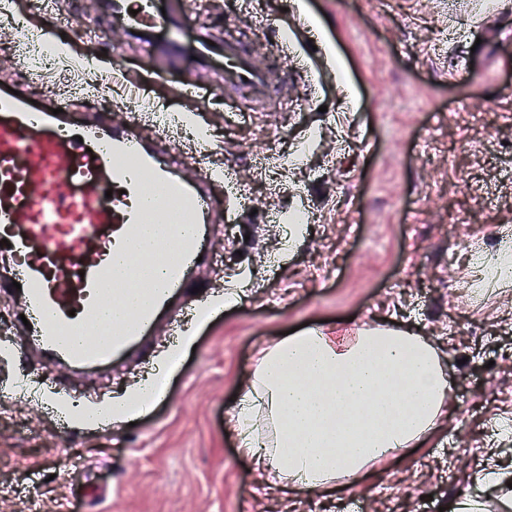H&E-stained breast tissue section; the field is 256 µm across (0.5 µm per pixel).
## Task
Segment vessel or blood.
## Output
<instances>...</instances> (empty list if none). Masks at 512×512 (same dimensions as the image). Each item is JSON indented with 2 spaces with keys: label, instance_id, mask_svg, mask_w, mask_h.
Instances as JSON below:
<instances>
[{
  "label": "vessel or blood",
  "instance_id": "vessel-or-blood-1",
  "mask_svg": "<svg viewBox=\"0 0 512 512\" xmlns=\"http://www.w3.org/2000/svg\"><path fill=\"white\" fill-rule=\"evenodd\" d=\"M162 0H105L113 22L138 37L145 55L192 51L199 65L224 59V82L248 92L252 103L268 96L267 72L234 39L223 53L204 39L184 41L182 15L162 12ZM64 99L54 106L30 103L0 88V239L10 243L17 302L39 348L54 362L77 368L111 364L153 328L158 315L185 290L187 274L207 255V227L225 220L213 198L214 170L198 181L178 175L149 143L122 127L91 120L67 124ZM163 195L143 205L145 181ZM116 190L105 198L107 187ZM157 227L158 244L174 243V257L149 288L151 300L129 321L100 331L104 299L133 297L138 267L114 274V260L130 256L145 225Z\"/></svg>",
  "mask_w": 512,
  "mask_h": 512
}]
</instances>
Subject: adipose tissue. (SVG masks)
<instances>
[{
	"label": "adipose tissue",
	"instance_id": "ef3b65f1",
	"mask_svg": "<svg viewBox=\"0 0 512 512\" xmlns=\"http://www.w3.org/2000/svg\"><path fill=\"white\" fill-rule=\"evenodd\" d=\"M449 384L437 348L377 326L309 327L261 352L234 415L242 451L279 480L326 490L356 486L372 465L426 442L448 412ZM483 497L464 493L448 512H512V472L477 471Z\"/></svg>",
	"mask_w": 512,
	"mask_h": 512
}]
</instances>
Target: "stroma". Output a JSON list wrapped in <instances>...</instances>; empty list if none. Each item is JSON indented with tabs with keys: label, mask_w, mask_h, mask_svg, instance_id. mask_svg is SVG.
<instances>
[{
	"label": "stroma",
	"mask_w": 512,
	"mask_h": 512,
	"mask_svg": "<svg viewBox=\"0 0 512 512\" xmlns=\"http://www.w3.org/2000/svg\"><path fill=\"white\" fill-rule=\"evenodd\" d=\"M0 83L70 98L104 124L145 88L137 132L184 175L226 172L217 204L233 235L140 351L77 374L37 352L0 356V512H439L487 463L512 465V284L478 277L472 252L512 256V0H171L186 37L211 26L265 67L268 103L244 102L184 55L141 57L98 0H10ZM64 38L35 69L15 30ZM118 76L101 87L88 59ZM207 89L204 136L165 106ZM314 215L285 245V219ZM212 304L196 316L197 302ZM392 322L432 340L452 392L428 443L371 468L357 487L261 490L227 420L258 348L301 324ZM162 372L161 400L101 423L91 406Z\"/></svg>",
	"instance_id": "obj_1"
}]
</instances>
